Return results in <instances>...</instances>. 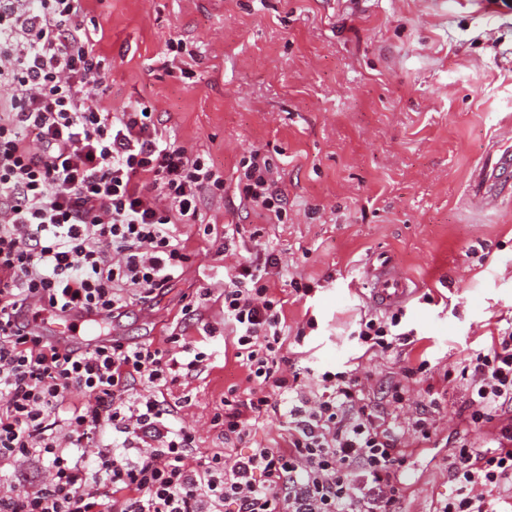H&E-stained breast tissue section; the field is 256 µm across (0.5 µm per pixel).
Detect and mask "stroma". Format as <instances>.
Returning <instances> with one entry per match:
<instances>
[{
	"mask_svg": "<svg viewBox=\"0 0 512 512\" xmlns=\"http://www.w3.org/2000/svg\"><path fill=\"white\" fill-rule=\"evenodd\" d=\"M85 22L112 62V108L151 102L166 135L228 174L262 151L287 198L279 224L234 190L204 199L205 225L177 227L191 264L109 320L112 335L161 346L189 303L221 326L237 258L215 254L228 224L238 256L262 246L280 258L274 293L288 327L316 321L300 341L302 374L357 363L383 382L422 350L438 370L512 321V196L489 211L470 187L492 143L512 144V0H93ZM173 39L193 57L172 59ZM380 253L411 281L402 325L415 342L364 357L355 331L373 307L362 269ZM297 281L316 294L298 298ZM203 350L200 371L155 389L202 451L223 447L211 420L228 387L247 385L223 337ZM461 401L457 383L445 386L436 435L409 457L404 512L447 496Z\"/></svg>",
	"mask_w": 512,
	"mask_h": 512,
	"instance_id": "1",
	"label": "stroma"
}]
</instances>
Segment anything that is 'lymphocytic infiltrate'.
Wrapping results in <instances>:
<instances>
[{"mask_svg":"<svg viewBox=\"0 0 512 512\" xmlns=\"http://www.w3.org/2000/svg\"><path fill=\"white\" fill-rule=\"evenodd\" d=\"M87 2L0 0V471L34 470L26 490L0 485V512H401L408 450L436 434V385L455 380L473 437L449 451L452 491L434 512L507 505L512 325L461 351L440 376L418 359L377 400L358 369L309 383L291 369L284 302L272 293L279 260L238 262L222 310L247 386L229 387L212 419L225 448L205 454L194 428L153 392L207 361L191 336L173 331L155 347L40 333L45 320H104L164 289L192 259L176 225L203 223V196H224L223 168L164 138L152 104H105L110 68L82 22ZM279 181L255 151L235 188L278 221ZM402 317L362 318L363 352L408 345ZM138 383L145 392L134 393ZM414 383L427 403L391 417L409 407ZM266 414L288 424L272 448L250 442Z\"/></svg>","mask_w":512,"mask_h":512,"instance_id":"lymphocytic-infiltrate-1","label":"lymphocytic infiltrate"}]
</instances>
